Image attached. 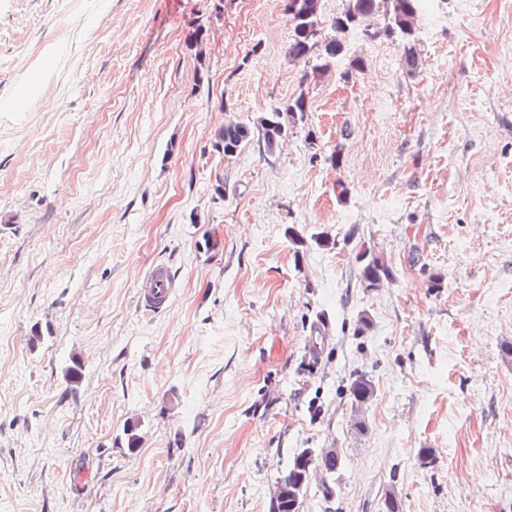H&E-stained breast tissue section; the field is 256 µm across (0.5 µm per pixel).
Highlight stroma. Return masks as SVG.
<instances>
[{
    "label": "stroma",
    "instance_id": "stroma-1",
    "mask_svg": "<svg viewBox=\"0 0 512 512\" xmlns=\"http://www.w3.org/2000/svg\"><path fill=\"white\" fill-rule=\"evenodd\" d=\"M289 37L283 0H0V512H272L303 448L342 451L304 512H512V0H426L413 75ZM301 94L275 154L213 149ZM358 259L363 262L361 268V285L368 291L382 288L385 283L394 280L393 270L378 257L364 249L358 254ZM149 288L140 290L139 302L147 312H158L167 308L174 298L178 285L164 266H155L145 277ZM349 394L358 413L353 426L356 430H363V421L359 418L361 410L367 406L374 396V388L368 377L362 375L355 378L349 386Z\"/></svg>",
    "mask_w": 512,
    "mask_h": 512
}]
</instances>
